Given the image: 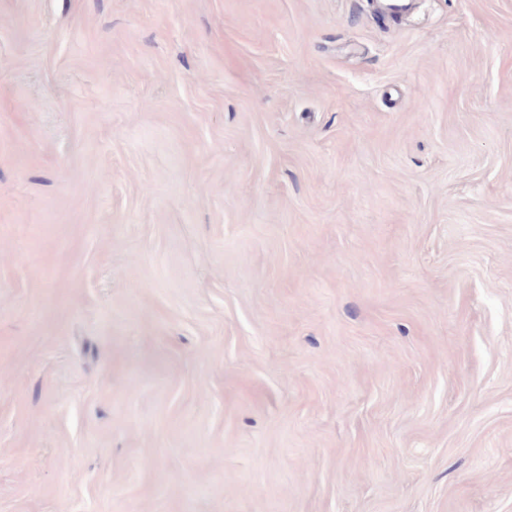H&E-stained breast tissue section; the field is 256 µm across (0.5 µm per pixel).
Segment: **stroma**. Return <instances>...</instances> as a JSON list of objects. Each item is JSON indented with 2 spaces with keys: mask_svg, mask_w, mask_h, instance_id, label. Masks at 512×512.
I'll return each instance as SVG.
<instances>
[{
  "mask_svg": "<svg viewBox=\"0 0 512 512\" xmlns=\"http://www.w3.org/2000/svg\"><path fill=\"white\" fill-rule=\"evenodd\" d=\"M0 512H512V0H0Z\"/></svg>",
  "mask_w": 512,
  "mask_h": 512,
  "instance_id": "obj_1",
  "label": "stroma"
}]
</instances>
